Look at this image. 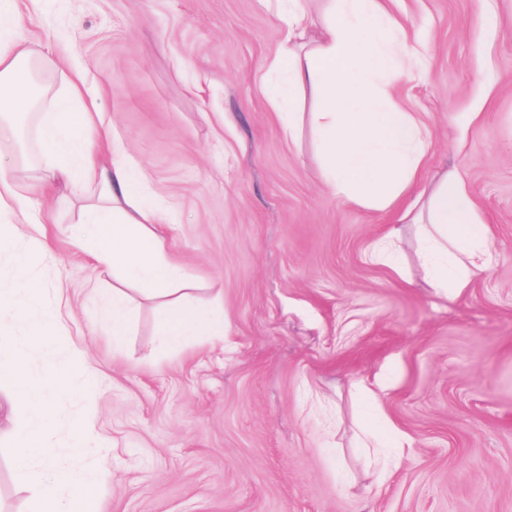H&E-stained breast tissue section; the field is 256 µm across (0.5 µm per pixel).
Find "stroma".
<instances>
[{"label": "stroma", "mask_w": 512, "mask_h": 512, "mask_svg": "<svg viewBox=\"0 0 512 512\" xmlns=\"http://www.w3.org/2000/svg\"><path fill=\"white\" fill-rule=\"evenodd\" d=\"M397 0L425 58L394 92L431 130L421 173L456 170L491 231L493 260L456 301L426 283L413 226L331 196L310 127L284 140L257 79L283 32L261 0H14L12 32L51 60L52 91L85 74L105 123L151 175L170 213L167 253L220 303L224 337L163 343L159 299L137 297L114 347L99 295L80 194L14 166L46 231L37 260L43 305L60 329L34 340L31 376L82 355L91 407L55 400L57 467L93 413L110 473L98 512H512V0ZM399 226L400 268L369 244ZM393 381L382 412L411 445L387 470L362 448L359 382ZM16 455L0 446V512H25Z\"/></svg>", "instance_id": "stroma-1"}]
</instances>
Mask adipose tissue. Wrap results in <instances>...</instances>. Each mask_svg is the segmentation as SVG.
<instances>
[{"label":"adipose tissue","instance_id":"ef3b65f1","mask_svg":"<svg viewBox=\"0 0 512 512\" xmlns=\"http://www.w3.org/2000/svg\"><path fill=\"white\" fill-rule=\"evenodd\" d=\"M264 2L285 34L269 67L284 70L286 79L265 85L284 139L295 141L302 123L310 122L329 193L361 208L399 213L401 222L415 225L427 284L435 295L457 299L492 260L490 229L455 172L443 173L431 188H415L430 133L397 101L392 86L415 77L422 62L390 9L392 0H327L319 20L307 0ZM12 7V0H0V117L38 111L48 154L67 160L46 168L43 183L62 179L95 188L82 211L97 241L95 268L122 270L125 280L147 286L150 294L168 293L182 274L167 257L161 232L167 213L144 203L135 176L140 166L123 140L99 123V105L86 95L80 74H70L63 96L38 90L34 77L49 63L41 47L13 38ZM302 96L314 104L310 114L297 110ZM29 215L27 189L0 171V252L12 249L10 230L28 223ZM163 321L162 337L173 346L196 336H224V314L214 306L177 300L166 306Z\"/></svg>","mask_w":512,"mask_h":512}]
</instances>
